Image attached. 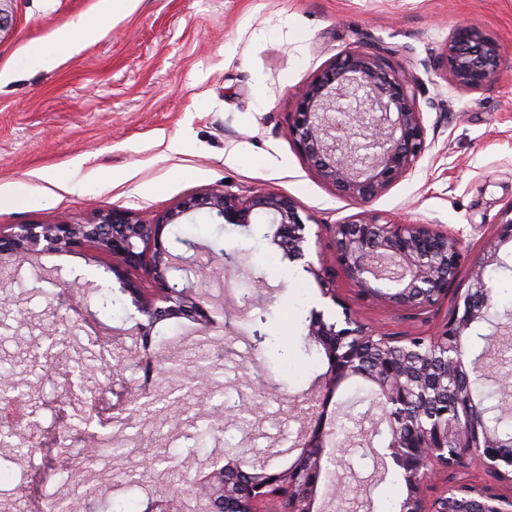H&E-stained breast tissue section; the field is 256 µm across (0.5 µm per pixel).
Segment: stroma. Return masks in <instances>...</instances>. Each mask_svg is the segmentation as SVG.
<instances>
[{"mask_svg": "<svg viewBox=\"0 0 512 512\" xmlns=\"http://www.w3.org/2000/svg\"><path fill=\"white\" fill-rule=\"evenodd\" d=\"M102 0H0V233L15 224L91 222L120 207L153 219L180 202L227 184L245 194L255 187L300 202L313 216L307 224V259L323 258L336 294L364 324L392 335L433 333L452 305L442 302L419 315L361 297L335 263L329 225L368 210L399 222L440 224L460 232L470 257L493 242L504 209L512 204V0H139L122 20L107 17ZM87 19L99 37L61 53L54 68L35 66L33 53L50 47L66 28ZM470 22L499 42L508 57L495 80L479 91L454 85L440 62L457 24ZM375 45L394 54L417 83L429 149L416 169L369 203L360 205L326 183L285 135L297 89L309 84L338 55ZM83 184L80 192L72 184ZM197 248L187 251L172 229L163 239L171 252H190L207 264L210 251L243 254L238 268H216L208 287L228 284L222 304L209 306V332L224 347L210 383L195 387L196 356H168L167 339L191 334L187 319L159 323L150 338L127 335L123 356L101 368L96 339L134 326L137 314L125 279L109 257L92 246L46 252V274L22 270L0 278V359L14 366L42 426L37 452L52 457L59 421L73 425L79 453L72 468L93 466L85 446L93 436L122 431L137 438V454L115 457L114 474L138 477L157 436L190 475L224 466L210 448H189L181 439L191 423L219 410L224 401L253 404V426L228 421L223 447L250 462L269 446L288 447L302 425L296 397L318 390L327 369L324 355L307 353L313 311L323 308L320 289L303 263L281 258L265 264L275 247V225L228 233L215 218L185 221ZM102 286L118 303L113 312L77 304L76 285ZM264 294L269 303L262 331L265 356L224 338L226 317H238L236 292ZM301 367L288 376L282 357ZM91 370L96 393L89 405L67 396L79 365ZM272 382L265 395L257 380ZM337 395L349 405L357 437L335 449L342 502L318 489L315 512H397L406 487L395 462L384 482L374 483V458L382 437L367 439L378 414L370 397L350 385ZM25 441L14 435L0 445V488L12 512H43L46 491L67 492L71 479L43 472L23 474L14 457Z\"/></svg>", "mask_w": 512, "mask_h": 512, "instance_id": "35a3bbf8", "label": "stroma"}]
</instances>
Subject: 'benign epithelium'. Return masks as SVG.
Wrapping results in <instances>:
<instances>
[{"label":"benign epithelium","mask_w":512,"mask_h":512,"mask_svg":"<svg viewBox=\"0 0 512 512\" xmlns=\"http://www.w3.org/2000/svg\"><path fill=\"white\" fill-rule=\"evenodd\" d=\"M505 58V49L480 27L463 23L448 37L440 53L441 63L452 83L477 91L491 83ZM416 79L395 65L376 46H355L323 68L297 93L295 111L289 113L288 137L299 147L322 178L336 192L357 203H367L411 173L429 149L423 115L414 93ZM207 212L224 223L243 226L264 216L277 225L273 243L290 260L305 257V220L311 219L299 202L284 195L257 189L240 196L211 189L191 198L152 223L114 208L90 223L14 224L0 234V256L27 259L43 252H68L95 245L112 259V268L134 269L151 284V296L143 295L139 283L128 282V291L138 298L144 320L135 324L137 334L149 337L162 321L191 318L199 332L211 326L206 309L196 293L197 281L179 284L173 268L184 266L165 246L167 225L180 224L190 213ZM335 242V261L359 287L362 296L380 303L428 311L448 298L449 276L469 266L467 293L483 287L481 272L497 261L498 245L472 259L460 233L439 224H406L378 213H358L329 226ZM399 269L395 293L384 290L381 269ZM321 296L342 308V317L312 311L308 338L319 346L328 361L318 398L319 408L298 436L296 459L283 470L268 468L256 473L226 465L195 479L194 495L210 507L229 498L244 503V512H262L271 503L272 512H314L327 441L334 429L327 425V410L337 390L353 377H364L374 387L383 411L386 449L404 473L406 497L401 512H450L448 495L464 490L482 500L481 512H512V495L498 492L495 484L512 486V459L503 457L495 433L458 416L443 413L426 423L409 426L402 407L415 384L426 380L427 371L411 356L395 348L408 336H390L363 324L336 295L324 267L309 262ZM488 311L464 296L440 330L428 337L448 351L447 369L454 370L469 354L466 335L473 324L487 319ZM379 350L378 366L364 372L359 366L361 347ZM472 463L490 478L481 487L458 484L433 498L425 495L429 472L455 471ZM178 497L167 489L149 498L147 512H174Z\"/></svg>","instance_id":"1"}]
</instances>
